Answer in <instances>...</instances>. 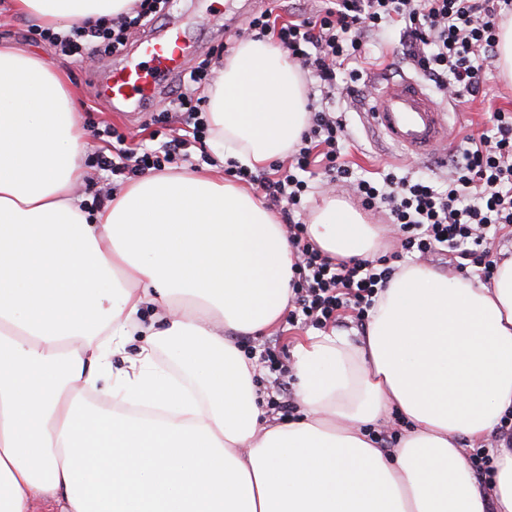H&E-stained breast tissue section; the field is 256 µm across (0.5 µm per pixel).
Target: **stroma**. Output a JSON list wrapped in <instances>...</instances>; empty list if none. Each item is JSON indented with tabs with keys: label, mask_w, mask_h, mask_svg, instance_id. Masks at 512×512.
I'll return each mask as SVG.
<instances>
[{
	"label": "stroma",
	"mask_w": 512,
	"mask_h": 512,
	"mask_svg": "<svg viewBox=\"0 0 512 512\" xmlns=\"http://www.w3.org/2000/svg\"><path fill=\"white\" fill-rule=\"evenodd\" d=\"M250 12L245 9L244 0H168L161 17L152 20L149 28L135 29L127 43L135 45L147 29L174 24L200 44L202 55L218 56L223 54L225 46L245 40L244 29ZM34 29V22L28 17L0 14L1 41L42 55L54 68L69 76L77 94L79 121L85 131V148L80 162L89 174L79 191L86 199H93L112 181L109 172L99 169L97 157L111 150L113 131L129 135L133 143L156 149L166 141L169 130L167 126L152 123L151 113L131 120L126 114L113 111L108 102L97 96L100 77L124 59V52L106 53L98 63L91 64L63 55L58 48L35 36ZM335 108L347 125L350 135L348 160L357 173L368 175L386 169L399 175L438 173L435 158H413L376 131L366 120L367 105L344 97L336 101ZM498 109L512 113V83L504 82L497 72L487 77L475 97L445 105L451 128L445 154H452L470 131L472 123L480 122L485 112Z\"/></svg>",
	"instance_id": "1"
}]
</instances>
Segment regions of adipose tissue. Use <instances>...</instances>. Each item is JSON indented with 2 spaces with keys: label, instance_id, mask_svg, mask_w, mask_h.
Masks as SVG:
<instances>
[{
  "label": "adipose tissue",
  "instance_id": "ef3b65f1",
  "mask_svg": "<svg viewBox=\"0 0 512 512\" xmlns=\"http://www.w3.org/2000/svg\"><path fill=\"white\" fill-rule=\"evenodd\" d=\"M131 4L7 7L69 28ZM75 96L42 56L0 42V512H512V448L491 449L481 479L459 445L512 415V255L486 281L403 266L359 340L296 342L300 412L277 419L233 338L281 320L292 249L224 161L292 151L309 120L297 64L239 42L207 90L210 174L145 175L95 212L76 193ZM308 234L333 258L380 247L334 197ZM392 414L407 428L387 451L366 430Z\"/></svg>",
  "mask_w": 512,
  "mask_h": 512
}]
</instances>
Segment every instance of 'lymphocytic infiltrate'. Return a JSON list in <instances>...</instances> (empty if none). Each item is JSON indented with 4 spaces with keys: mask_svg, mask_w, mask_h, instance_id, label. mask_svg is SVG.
<instances>
[{
    "mask_svg": "<svg viewBox=\"0 0 512 512\" xmlns=\"http://www.w3.org/2000/svg\"><path fill=\"white\" fill-rule=\"evenodd\" d=\"M166 0H135L130 11L111 24L93 28L41 30V37L73 55L99 49L119 50L131 29L145 25ZM512 19V0H322L303 20L279 22L273 9L253 15L247 33L272 37L311 81L306 108L309 124L287 161L266 169L238 166L232 177L263 192L280 214L294 249L289 326L321 333L350 321L366 325L379 292L402 264L447 258L465 274L490 276L501 241L512 239V113H492L487 127L463 137L456 158L441 178L389 172L366 177L345 160L341 145L348 132L328 103L339 95H358L364 75L388 67L385 56L370 55L375 36L399 33V52L444 99L455 101L478 92L492 72L501 25ZM209 60L190 73L188 85L171 91L156 123L181 113L192 138L206 147L210 125L196 95V83L211 79ZM182 146L181 138L149 150L115 133L111 155L99 166L129 179L164 170ZM348 193L368 212L382 213L396 238L395 251L349 262H332L310 240L301 215L314 185Z\"/></svg>",
    "mask_w": 512,
    "mask_h": 512,
    "instance_id": "1",
    "label": "lymphocytic infiltrate"
}]
</instances>
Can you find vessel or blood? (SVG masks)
Returning <instances> with one entry per match:
<instances>
[{
    "label": "vessel or blood",
    "mask_w": 512,
    "mask_h": 512,
    "mask_svg": "<svg viewBox=\"0 0 512 512\" xmlns=\"http://www.w3.org/2000/svg\"><path fill=\"white\" fill-rule=\"evenodd\" d=\"M191 51L180 32L149 36L139 43L135 57L112 69L99 94L117 108L138 110L161 92V78L186 70ZM368 117L391 141L417 157L431 154L449 140L445 112L411 79L380 86Z\"/></svg>",
    "instance_id": "b4317fda"
}]
</instances>
